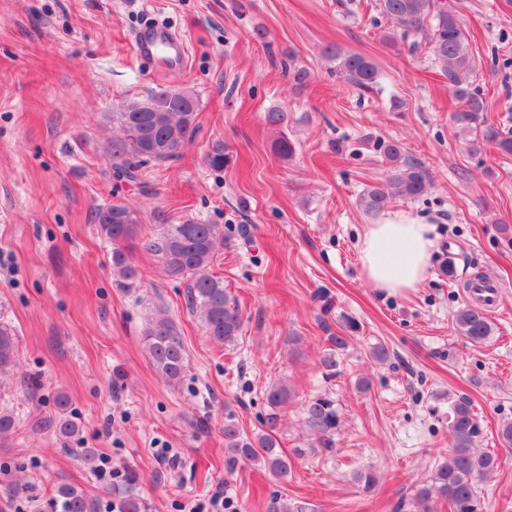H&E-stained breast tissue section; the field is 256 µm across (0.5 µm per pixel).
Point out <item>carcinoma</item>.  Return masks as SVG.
I'll return each mask as SVG.
<instances>
[{"label":"carcinoma","instance_id":"obj_1","mask_svg":"<svg viewBox=\"0 0 512 512\" xmlns=\"http://www.w3.org/2000/svg\"><path fill=\"white\" fill-rule=\"evenodd\" d=\"M376 8L389 23L385 40L400 44L412 56L423 53L431 56L448 76V84L463 102V108L454 113L453 120L473 135L469 150L480 154L491 146L504 156L512 155V131L505 132L487 123L486 99L472 86L476 61L470 53L468 35L448 0H376ZM329 56L336 61V70L359 90L370 91L378 83L377 67L368 58L333 49ZM151 98L167 109L162 123L156 113L141 111L140 100H131L113 113L120 134L112 137L108 152L113 176L118 179H134L145 164L178 159L194 132L198 104L190 94L166 86L154 91ZM287 120V112L279 108L265 114L266 125L279 130L274 149L285 158L294 153L292 142L282 131ZM379 150L392 169L384 183L371 187L361 197L365 211L373 215L383 212L397 199L422 196L430 183L429 171L422 164L402 158L403 147L398 142L383 141ZM206 162L215 170L223 169L230 162L223 141L212 143ZM94 222L100 233L112 242V274L120 284L132 285L138 271L126 242L138 235L136 216L124 205L111 204L95 211ZM219 244L216 225L186 221L170 225L147 244V249L160 255L168 277L188 282L187 304L198 315L206 335L216 344L232 345L241 332V312L236 299L224 289V282L208 272ZM453 321L456 331L472 344H483L492 336V322L477 304L460 307ZM144 336L157 371L169 384H178L186 370L185 349L172 321L163 311H157ZM330 343L332 347L321 365L332 376L338 366L336 353L345 348L347 340L336 335L330 337ZM15 352L13 330L0 324V372L13 364ZM291 397L292 392L285 384H274L265 393V400L272 408L285 405ZM68 406V396L58 394L55 427L65 439L79 434V425ZM278 421V414H268L264 428L250 438L241 433L233 418H227L224 421L227 467L232 470L241 462L251 463L264 467L275 478L288 477L293 460L280 448L276 436ZM304 426L312 439L311 451H332L341 426L336 401L329 396L309 399L304 405ZM448 430L452 438L448 457L417 488L411 505L416 512H432L433 501L445 499L450 512H487L479 484L499 463L492 453L474 448L482 428L469 399L461 397L450 404ZM48 507L50 512H97L98 509L97 502L83 488L70 483L57 486Z\"/></svg>","mask_w":512,"mask_h":512}]
</instances>
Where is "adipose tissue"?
<instances>
[{
  "instance_id": "1",
  "label": "adipose tissue",
  "mask_w": 512,
  "mask_h": 512,
  "mask_svg": "<svg viewBox=\"0 0 512 512\" xmlns=\"http://www.w3.org/2000/svg\"><path fill=\"white\" fill-rule=\"evenodd\" d=\"M433 232L432 224L408 214L369 225L359 242L364 279L391 295L420 288L429 276Z\"/></svg>"
}]
</instances>
